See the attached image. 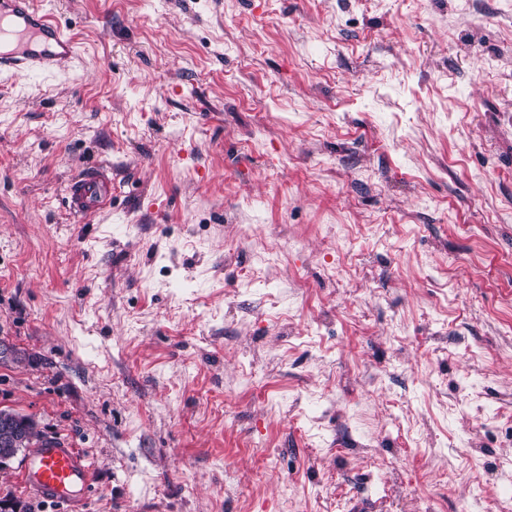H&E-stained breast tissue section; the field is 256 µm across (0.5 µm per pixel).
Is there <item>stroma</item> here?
<instances>
[{"label": "stroma", "instance_id": "1", "mask_svg": "<svg viewBox=\"0 0 512 512\" xmlns=\"http://www.w3.org/2000/svg\"><path fill=\"white\" fill-rule=\"evenodd\" d=\"M40 2L79 57L0 76V411L78 512H500L512 0ZM27 455L0 500L63 512ZM63 200L74 223L81 224L112 205V170L95 167L67 182ZM7 417L18 431L17 446L12 447L13 439L5 441L1 429V462L16 454L14 448L34 447L22 467L28 486L46 500L70 505L83 502L93 486L89 459L61 440L42 441L38 445L37 427L31 417L11 412Z\"/></svg>", "mask_w": 512, "mask_h": 512}]
</instances>
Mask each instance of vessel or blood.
<instances>
[{
  "label": "vessel or blood",
  "mask_w": 512,
  "mask_h": 512,
  "mask_svg": "<svg viewBox=\"0 0 512 512\" xmlns=\"http://www.w3.org/2000/svg\"><path fill=\"white\" fill-rule=\"evenodd\" d=\"M0 73L22 80L72 59L76 43L36 0H0ZM63 200L74 223H83L112 204V170L96 167L67 182ZM89 459L63 441H44L32 449L22 467L28 486L42 498L62 504L84 501L92 491Z\"/></svg>",
  "instance_id": "1"
}]
</instances>
